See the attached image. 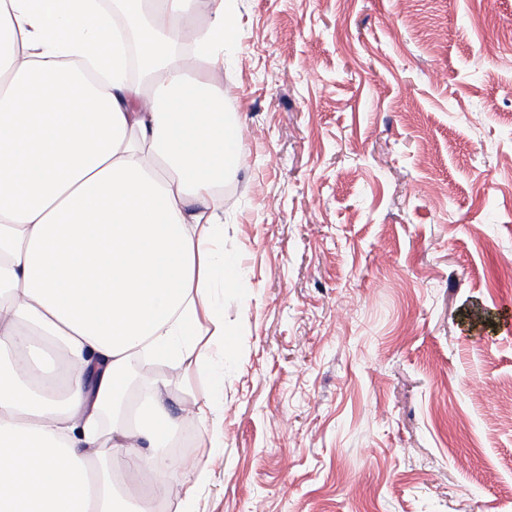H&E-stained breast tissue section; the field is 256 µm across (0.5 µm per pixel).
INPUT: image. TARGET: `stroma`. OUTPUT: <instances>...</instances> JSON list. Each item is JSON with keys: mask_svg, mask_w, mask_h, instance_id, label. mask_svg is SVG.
I'll list each match as a JSON object with an SVG mask.
<instances>
[{"mask_svg": "<svg viewBox=\"0 0 512 512\" xmlns=\"http://www.w3.org/2000/svg\"><path fill=\"white\" fill-rule=\"evenodd\" d=\"M224 395L165 512H512V0H236ZM223 447L212 445L214 430Z\"/></svg>", "mask_w": 512, "mask_h": 512, "instance_id": "35a3bbf8", "label": "stroma"}]
</instances>
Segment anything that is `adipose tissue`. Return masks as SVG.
I'll return each mask as SVG.
<instances>
[{
  "instance_id": "obj_1",
  "label": "adipose tissue",
  "mask_w": 512,
  "mask_h": 512,
  "mask_svg": "<svg viewBox=\"0 0 512 512\" xmlns=\"http://www.w3.org/2000/svg\"><path fill=\"white\" fill-rule=\"evenodd\" d=\"M117 2L0 0V512H150L183 477L159 454L183 418L161 379L124 415L115 396L133 361L199 357L245 286L215 203L241 146L223 84L191 74L237 50L235 0L193 31L198 0ZM105 448L154 473L150 498ZM107 450L106 465L112 471V474L121 478L125 488L134 496H146L149 493V483L151 475L147 472L134 473L127 467L125 457L112 449Z\"/></svg>"
}]
</instances>
